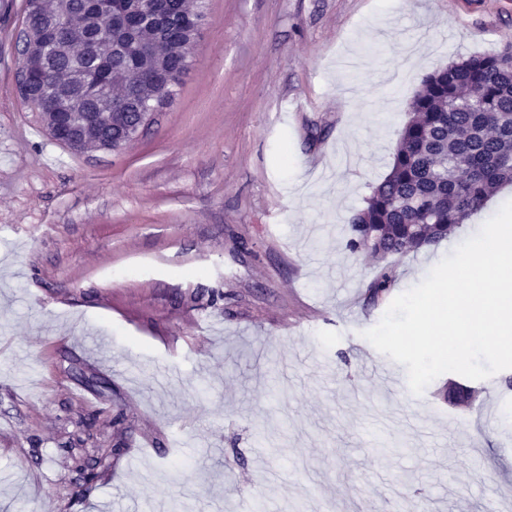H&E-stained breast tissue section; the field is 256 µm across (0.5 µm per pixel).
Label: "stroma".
<instances>
[{
	"label": "stroma",
	"instance_id": "35a3bbf8",
	"mask_svg": "<svg viewBox=\"0 0 512 512\" xmlns=\"http://www.w3.org/2000/svg\"><path fill=\"white\" fill-rule=\"evenodd\" d=\"M170 106L80 155L16 89L0 0V512H512V369L479 409L387 388L363 333L512 201L391 257L343 225L422 78L512 45V0H205ZM94 464L83 488L76 466ZM397 283V275L394 268L384 265L379 274L373 278L366 286L369 295L372 298H379L395 288Z\"/></svg>",
	"mask_w": 512,
	"mask_h": 512
}]
</instances>
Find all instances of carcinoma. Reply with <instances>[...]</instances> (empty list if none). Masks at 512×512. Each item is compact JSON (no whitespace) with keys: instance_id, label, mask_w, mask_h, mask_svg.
Segmentation results:
<instances>
[{"instance_id":"1","label":"carcinoma","mask_w":512,"mask_h":512,"mask_svg":"<svg viewBox=\"0 0 512 512\" xmlns=\"http://www.w3.org/2000/svg\"><path fill=\"white\" fill-rule=\"evenodd\" d=\"M154 0H145L132 29L113 33L135 42L124 62L112 58L108 39L87 55L83 67L94 80L121 79L131 87L152 86L150 98L168 104L187 71L179 51L187 36L185 0H171L160 27L149 18ZM69 16V31L94 38L107 26L95 0H58ZM77 93L69 61L48 51L37 70L31 110L42 112L41 99ZM387 175L365 198L363 208L346 222L345 248L367 253L380 262L439 245L459 225L484 208L505 183H512V45L495 53L472 55L448 63L425 77L411 104ZM132 114L117 109L99 120L92 133L110 139L131 122ZM394 268L385 265L367 284L372 298L396 287ZM475 389L448 381L445 401L469 411Z\"/></svg>"}]
</instances>
